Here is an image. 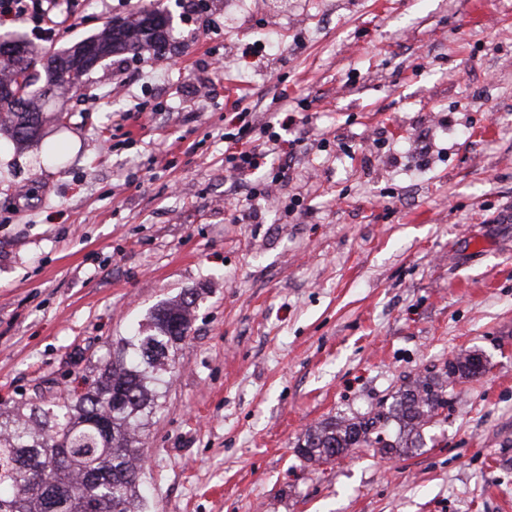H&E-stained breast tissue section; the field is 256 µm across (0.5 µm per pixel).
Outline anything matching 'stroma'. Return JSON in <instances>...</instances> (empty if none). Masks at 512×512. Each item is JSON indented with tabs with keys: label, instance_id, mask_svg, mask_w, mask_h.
Wrapping results in <instances>:
<instances>
[{
	"label": "stroma",
	"instance_id": "stroma-1",
	"mask_svg": "<svg viewBox=\"0 0 512 512\" xmlns=\"http://www.w3.org/2000/svg\"><path fill=\"white\" fill-rule=\"evenodd\" d=\"M156 3L164 60L109 57L41 140L0 134V411L83 390L192 291L147 512H512V0H63L54 41L0 30L54 53ZM237 100L299 144L233 181ZM464 350L486 369L415 453L297 454Z\"/></svg>",
	"mask_w": 512,
	"mask_h": 512
}]
</instances>
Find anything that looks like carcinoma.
I'll list each match as a JSON object with an SVG mask.
<instances>
[{"instance_id": "cac0c4a2", "label": "carcinoma", "mask_w": 512, "mask_h": 512, "mask_svg": "<svg viewBox=\"0 0 512 512\" xmlns=\"http://www.w3.org/2000/svg\"><path fill=\"white\" fill-rule=\"evenodd\" d=\"M170 20L159 10L133 19L116 18L90 38L96 60L114 54L161 53ZM22 54L0 59V87L19 97L0 95V131L18 142L39 134L48 93H67L77 81L76 46L52 55L59 66H40L41 52L27 43ZM188 297L157 309L147 329L121 341L101 379L86 392L32 404L7 418L0 416V512H144L140 487L145 453L141 428L155 406L152 386L166 382L175 352L191 331ZM477 353L466 351L435 376H419L388 404L363 415L328 419L306 430L297 452L312 463H326L351 448H376L384 455H407L422 447L420 431L448 405L449 388L475 377ZM396 426L393 440L385 430Z\"/></svg>"}]
</instances>
